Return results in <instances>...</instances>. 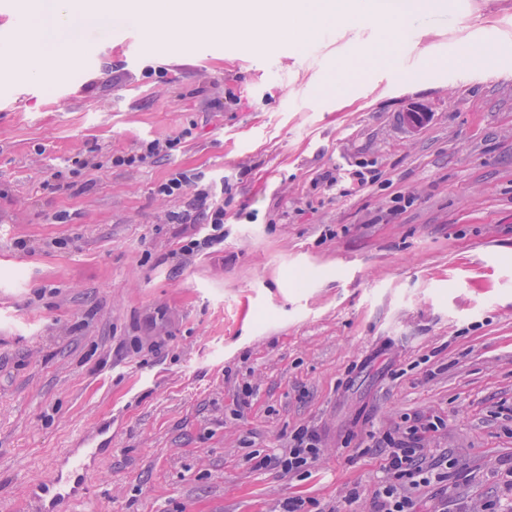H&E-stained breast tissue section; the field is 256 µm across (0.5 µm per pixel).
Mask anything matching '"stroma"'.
Instances as JSON below:
<instances>
[{"label":"stroma","instance_id":"obj_1","mask_svg":"<svg viewBox=\"0 0 512 512\" xmlns=\"http://www.w3.org/2000/svg\"><path fill=\"white\" fill-rule=\"evenodd\" d=\"M126 23L68 31L40 78L0 31V512H38L29 484L102 431L80 512H375L412 425L448 471L406 486L418 512H512V56L433 65L512 43V0L413 12L348 98L329 83L371 22L297 47L142 31L135 64L106 37ZM179 173L223 184L222 244L183 253L195 189L157 191ZM303 428L311 466H261ZM175 147L174 140H167L164 143L153 140L142 144L139 149L126 155L111 157L106 163L110 162L115 166H134L145 163L148 159H153L162 153H167Z\"/></svg>","mask_w":512,"mask_h":512}]
</instances>
